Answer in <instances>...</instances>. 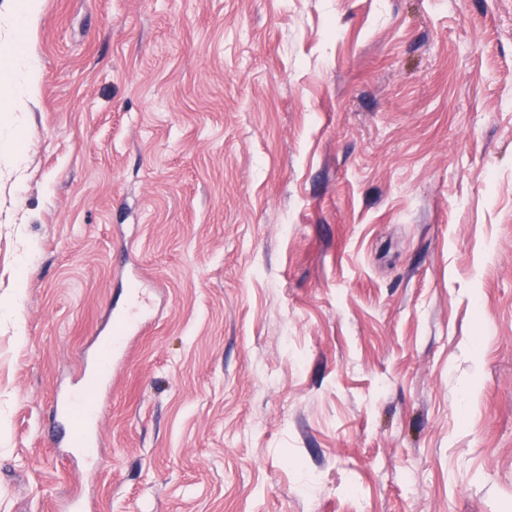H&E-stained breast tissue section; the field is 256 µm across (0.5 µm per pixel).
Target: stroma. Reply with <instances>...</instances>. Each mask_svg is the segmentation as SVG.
Masks as SVG:
<instances>
[{
  "label": "stroma",
  "mask_w": 512,
  "mask_h": 512,
  "mask_svg": "<svg viewBox=\"0 0 512 512\" xmlns=\"http://www.w3.org/2000/svg\"><path fill=\"white\" fill-rule=\"evenodd\" d=\"M20 39L0 512H512V0H42ZM95 376L103 468L45 426Z\"/></svg>",
  "instance_id": "stroma-1"
}]
</instances>
